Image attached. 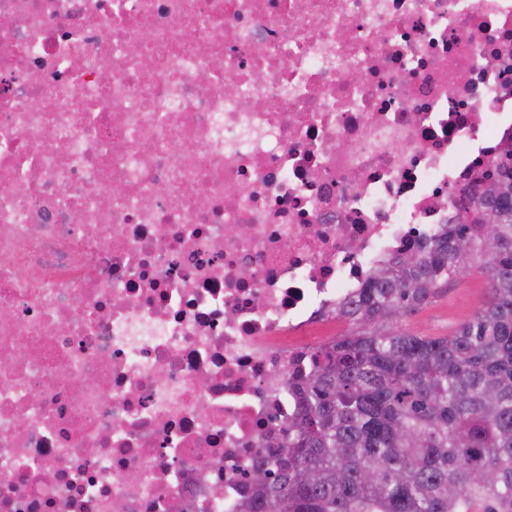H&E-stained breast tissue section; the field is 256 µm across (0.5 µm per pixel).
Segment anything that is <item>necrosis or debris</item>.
<instances>
[{"label": "necrosis or debris", "mask_w": 512, "mask_h": 512, "mask_svg": "<svg viewBox=\"0 0 512 512\" xmlns=\"http://www.w3.org/2000/svg\"><path fill=\"white\" fill-rule=\"evenodd\" d=\"M511 138L512 0H0V512H241Z\"/></svg>", "instance_id": "necrosis-or-debris-1"}]
</instances>
